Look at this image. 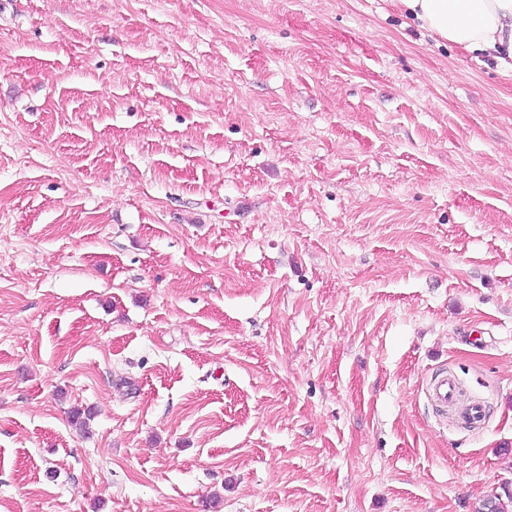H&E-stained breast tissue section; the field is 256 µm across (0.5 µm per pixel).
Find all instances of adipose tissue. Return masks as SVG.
Masks as SVG:
<instances>
[{
    "label": "adipose tissue",
    "mask_w": 512,
    "mask_h": 512,
    "mask_svg": "<svg viewBox=\"0 0 512 512\" xmlns=\"http://www.w3.org/2000/svg\"><path fill=\"white\" fill-rule=\"evenodd\" d=\"M424 30L512 71V0H398Z\"/></svg>",
    "instance_id": "obj_1"
}]
</instances>
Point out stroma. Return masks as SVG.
Masks as SVG:
<instances>
[{"mask_svg": "<svg viewBox=\"0 0 512 512\" xmlns=\"http://www.w3.org/2000/svg\"><path fill=\"white\" fill-rule=\"evenodd\" d=\"M494 494L512 73L395 0H0V512ZM432 395L441 406L448 408L456 403L458 383L452 376L436 378L433 383Z\"/></svg>", "mask_w": 512, "mask_h": 512, "instance_id": "35a3bbf8", "label": "stroma"}]
</instances>
